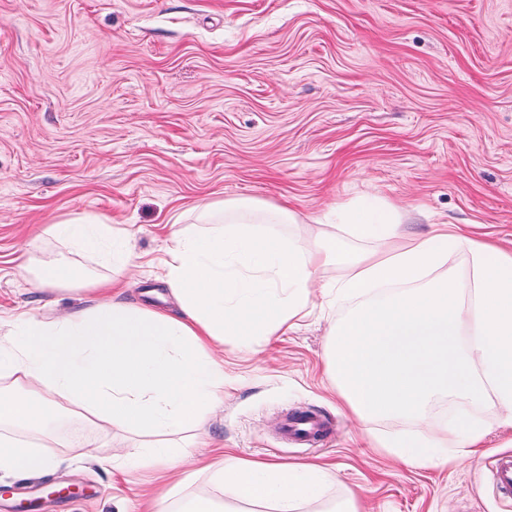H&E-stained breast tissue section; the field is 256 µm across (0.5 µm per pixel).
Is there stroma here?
<instances>
[{"instance_id":"35a3bbf8","label":"stroma","mask_w":512,"mask_h":512,"mask_svg":"<svg viewBox=\"0 0 512 512\" xmlns=\"http://www.w3.org/2000/svg\"><path fill=\"white\" fill-rule=\"evenodd\" d=\"M228 199L295 210L290 233L342 237L336 205L389 203L406 229L448 222L512 250V0H0V317L65 314L89 295L36 288L23 257L97 255L36 245L43 224L85 214L131 225L140 264L124 300L171 306L151 258L191 208ZM354 307H315L268 340L224 344L211 454L330 466L332 498L364 512H512L491 465L512 429L481 408L478 453L422 467L379 440L415 434L404 418L364 422L332 392L327 327ZM313 411L321 445L284 442V414ZM89 452L37 479H0V512H140L153 471L121 426L73 425ZM77 486L74 495L64 487Z\"/></svg>"}]
</instances>
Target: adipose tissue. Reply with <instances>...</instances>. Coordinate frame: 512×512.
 Listing matches in <instances>:
<instances>
[{"mask_svg": "<svg viewBox=\"0 0 512 512\" xmlns=\"http://www.w3.org/2000/svg\"><path fill=\"white\" fill-rule=\"evenodd\" d=\"M337 218L375 250L357 254L333 238L303 244L280 230L297 221L287 206L227 200L179 225L155 264L177 311L121 300L88 276V307L0 319V475L36 477L59 465L51 426L66 407L90 424L154 436L149 449L121 451L157 470L161 489L143 512H299L313 502L320 512H362L356 497L326 498L334 475L307 463L226 456L205 467L215 494H186L195 474L167 441L203 435L223 404L226 340L293 330L317 298L360 302L331 325L325 365L356 417L425 424L435 398L452 393L490 401L512 428V252L446 223L405 235L394 206L347 203ZM39 235L100 251L117 273L132 258L131 231L92 218L47 224ZM452 252L467 256L469 279L448 270ZM332 265L346 268L341 280L324 278ZM483 437V424L465 413L429 436L383 445L425 466L447 446L473 455Z\"/></svg>", "mask_w": 512, "mask_h": 512, "instance_id": "ef3b65f1", "label": "adipose tissue"}]
</instances>
